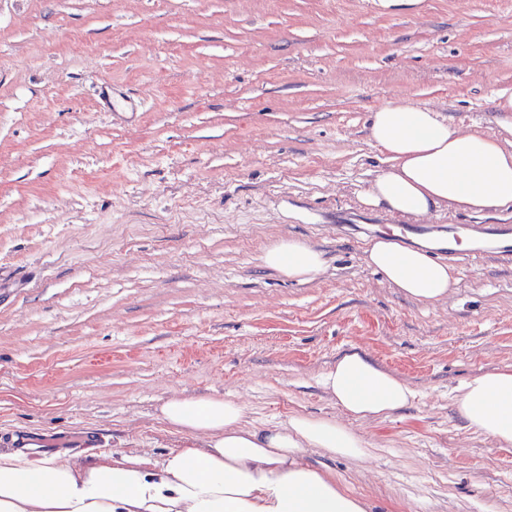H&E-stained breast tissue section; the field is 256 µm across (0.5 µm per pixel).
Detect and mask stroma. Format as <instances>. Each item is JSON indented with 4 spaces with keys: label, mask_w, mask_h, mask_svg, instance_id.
<instances>
[{
    "label": "stroma",
    "mask_w": 512,
    "mask_h": 512,
    "mask_svg": "<svg viewBox=\"0 0 512 512\" xmlns=\"http://www.w3.org/2000/svg\"><path fill=\"white\" fill-rule=\"evenodd\" d=\"M128 95L99 104L102 85ZM512 0H0V448L161 458L176 396L303 414L365 459L308 449L375 512H512V444L470 427L472 377L512 370V256L447 297L369 267L361 195L391 101L512 142ZM296 239L314 279L263 264ZM365 353L412 402L358 420L322 388Z\"/></svg>",
    "instance_id": "35a3bbf8"
}]
</instances>
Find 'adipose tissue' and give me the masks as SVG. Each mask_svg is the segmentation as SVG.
Returning a JSON list of instances; mask_svg holds the SVG:
<instances>
[{"label": "adipose tissue", "instance_id": "obj_1", "mask_svg": "<svg viewBox=\"0 0 512 512\" xmlns=\"http://www.w3.org/2000/svg\"><path fill=\"white\" fill-rule=\"evenodd\" d=\"M371 136L388 156L363 194L365 206L394 218L422 220L446 209L480 215L512 204V146L493 134L465 133L437 112L407 102L371 114ZM366 263L408 297L434 302L456 278L427 247L388 238L369 241ZM266 267L304 282L324 267L321 252L282 240ZM321 385L356 419L382 417L410 404L413 390L364 353L344 354ZM468 424L512 443V371L479 374L459 397ZM160 418L188 438L162 459L98 452L49 455L0 448V512H367L335 475L305 461L308 449L364 458L363 441L336 422L298 415L285 425L250 427L245 408L224 397H178Z\"/></svg>", "mask_w": 512, "mask_h": 512}]
</instances>
